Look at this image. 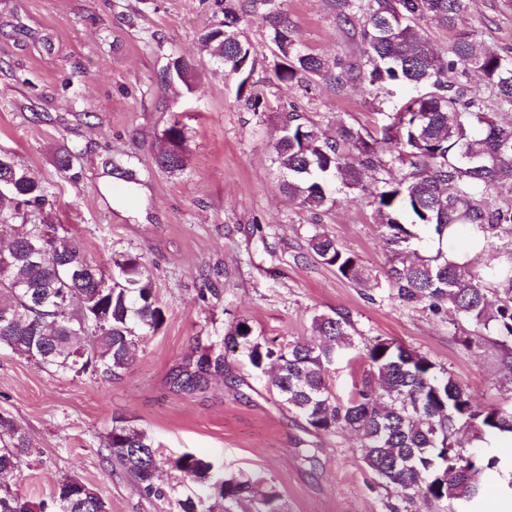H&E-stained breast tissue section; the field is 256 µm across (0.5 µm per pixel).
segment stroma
<instances>
[{
  "mask_svg": "<svg viewBox=\"0 0 512 512\" xmlns=\"http://www.w3.org/2000/svg\"><path fill=\"white\" fill-rule=\"evenodd\" d=\"M284 8L308 52L330 62L357 55L360 43L337 23L332 0H285ZM223 18L215 0H0V153L41 181L54 223L89 260L107 267L114 256H138L166 307L163 326L138 341L127 371L112 379L64 376L0 346V412L32 443L0 480L38 501L72 476L111 512H177L192 489L179 472H163L159 498L105 458L112 422L125 418L164 457L192 453L225 474L274 485L287 512H454L380 484L349 428L319 432L289 411L251 366L245 343L227 351L205 390L170 383L183 360L223 346L238 322L254 341H311L313 317L340 312L354 346L328 367L337 400L347 399L352 371L366 369V343L380 337L446 369L479 405L512 407V383L488 336L454 312L390 295V253L369 194L316 212L280 190L272 144L285 113L329 137L342 124L374 133L377 101L359 84H279L269 30L255 17L241 31L258 58L251 92L261 108L246 111L235 79L200 51L201 30ZM467 27L512 53V0H470ZM177 56L197 66L190 85L163 81ZM176 120L185 127L186 168L171 174L155 157ZM67 152L69 172L56 163ZM322 230L358 257L364 282L312 258L308 240Z\"/></svg>",
  "mask_w": 512,
  "mask_h": 512,
  "instance_id": "35a3bbf8",
  "label": "stroma"
}]
</instances>
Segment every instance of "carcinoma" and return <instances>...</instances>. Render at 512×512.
Returning a JSON list of instances; mask_svg holds the SVG:
<instances>
[{"instance_id": "cac0c4a2", "label": "carcinoma", "mask_w": 512, "mask_h": 512, "mask_svg": "<svg viewBox=\"0 0 512 512\" xmlns=\"http://www.w3.org/2000/svg\"><path fill=\"white\" fill-rule=\"evenodd\" d=\"M343 25L360 21V52L329 64L307 52L295 37L283 0H224V20L204 30L207 56L237 80V96L258 111L248 90L257 59L240 38L246 17L261 16L279 54L277 80L301 86L314 78L343 88L359 83L374 98L403 88L408 97L386 112L381 135L342 124L336 138L323 137L301 114L285 115L273 143L282 189L302 206L321 211L346 196L375 186L371 203L392 252L387 282L406 304L444 308L496 336L500 363L512 377V54L500 53L463 30L469 0H334ZM433 20L458 32L448 58L437 55L424 25ZM475 71L483 85L469 89L452 80ZM195 64L170 59L163 80L190 86ZM186 136L175 121L162 132L157 164L171 174L186 167ZM43 185L28 169L0 155V346L40 366L75 375L116 377L129 367L133 346L165 320L153 277L131 254L112 258L106 270L90 261L81 243L51 219ZM464 229L489 258L482 271L437 253L419 255V232L443 240L449 228ZM308 246L319 262L345 279L364 281L359 259L325 232ZM112 276L103 292L99 281ZM313 325L322 341L249 344L251 365L288 406L317 431L345 424L359 435L361 459L380 483L430 508L443 502L476 507L482 474L497 469L512 491V462L488 452H468L475 441L512 433V410L482 408L448 371L426 356L387 339L366 348L368 369L352 379L339 402L326 381L336 356L353 346L347 316L320 314ZM224 354L206 347L172 373L183 392L201 391L224 371ZM31 442L9 415L0 414V473L14 469ZM149 496H163L159 481L167 462L154 439L126 421H113L104 446ZM182 477L199 492L178 501L179 512H223L258 499V512H284L273 486L224 476L213 462L190 453L175 459ZM0 512H110L109 503L78 478L64 477L50 502H32L0 484Z\"/></svg>"}]
</instances>
